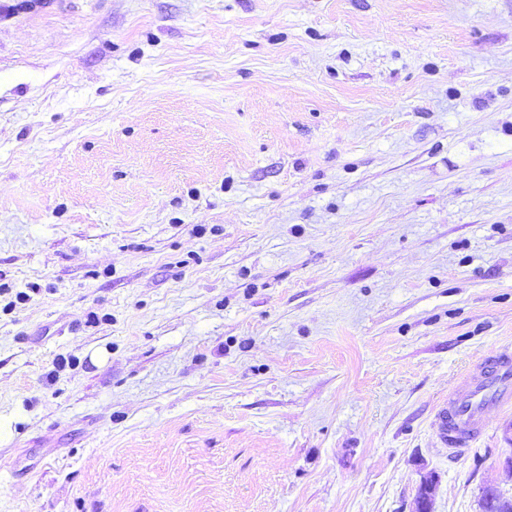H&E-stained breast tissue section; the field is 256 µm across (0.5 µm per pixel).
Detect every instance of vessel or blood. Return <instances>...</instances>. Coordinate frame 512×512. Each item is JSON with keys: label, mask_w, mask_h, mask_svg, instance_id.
<instances>
[{"label": "vessel or blood", "mask_w": 512, "mask_h": 512, "mask_svg": "<svg viewBox=\"0 0 512 512\" xmlns=\"http://www.w3.org/2000/svg\"><path fill=\"white\" fill-rule=\"evenodd\" d=\"M512 409V347L484 352L435 408L432 427L449 455L466 454L484 434L490 409Z\"/></svg>", "instance_id": "b4317fda"}]
</instances>
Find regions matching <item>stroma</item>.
<instances>
[{
	"label": "stroma",
	"instance_id": "35a3bbf8",
	"mask_svg": "<svg viewBox=\"0 0 512 512\" xmlns=\"http://www.w3.org/2000/svg\"><path fill=\"white\" fill-rule=\"evenodd\" d=\"M512 346V0H0V512H481ZM512 409V347L484 352L455 389L436 404L432 427L451 456H462L484 434L490 409Z\"/></svg>",
	"mask_w": 512,
	"mask_h": 512
}]
</instances>
